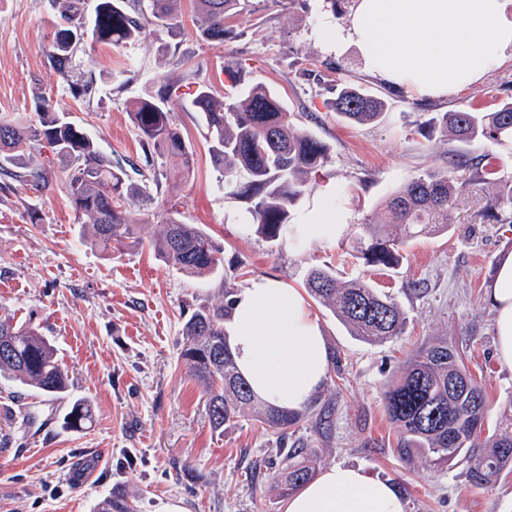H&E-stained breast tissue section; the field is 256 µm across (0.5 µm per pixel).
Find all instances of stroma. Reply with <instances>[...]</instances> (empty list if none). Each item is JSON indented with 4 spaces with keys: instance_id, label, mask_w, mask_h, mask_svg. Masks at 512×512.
Instances as JSON below:
<instances>
[{
    "instance_id": "35a3bbf8",
    "label": "stroma",
    "mask_w": 512,
    "mask_h": 512,
    "mask_svg": "<svg viewBox=\"0 0 512 512\" xmlns=\"http://www.w3.org/2000/svg\"><path fill=\"white\" fill-rule=\"evenodd\" d=\"M58 0H0V117L36 120V96L68 113L134 184L149 169L129 114L131 100L171 91L167 106L194 148L195 168L182 177L168 166L159 192L132 209L144 236L169 210L205 231L224 251L216 274L192 277L152 251L127 247L103 253L66 196L40 193L0 175V317L39 329L55 344L71 378L69 394L48 399L0 379V512H93L120 492L136 512H285L290 497L279 472L281 448L252 418L212 428L207 396L180 356L183 328L194 311L216 303L224 289L276 277L302 287L305 272L324 263L359 275L391 295L407 318L401 336L368 344L350 336L329 310L311 302L327 341L330 367L318 401L294 434L317 470L361 469L396 486L406 512H512V473L492 486L471 487L468 462L437 464L403 455L383 392L404 358L427 341L447 339L486 391L491 410L512 398V369L495 355L489 288L497 263L512 253V224L488 219L490 184L470 181L448 233L407 246L394 270L350 255L347 241L364 222L383 220L382 201L407 178L446 170L449 159L484 160L512 178V153L479 139L443 136L429 120L450 110L488 112L512 100V59L467 91L444 99L405 94L368 74L355 48L323 43V0H241L228 18L230 38L199 37L191 0L172 33H146L133 43L85 41L75 61L91 81L74 91L57 72L54 33ZM243 65L242 81L275 88L297 124L329 147L313 195H341L350 219L332 237H309L296 250L256 234L247 205L228 196L191 101L199 85L228 92L224 60ZM366 89L386 92L377 122L355 124L329 107L338 72ZM74 397L93 417L79 432L60 418ZM102 463L82 482L66 475L81 460Z\"/></svg>"
}]
</instances>
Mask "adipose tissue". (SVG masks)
<instances>
[{
	"mask_svg": "<svg viewBox=\"0 0 512 512\" xmlns=\"http://www.w3.org/2000/svg\"><path fill=\"white\" fill-rule=\"evenodd\" d=\"M512 0H355L347 23L326 24L320 38L336 52L356 47L365 70L417 97L458 94L499 67L512 52ZM299 220L325 236L346 223L326 196L305 205ZM496 355L512 368V254L502 258L489 290ZM238 369L271 404L295 410L323 385L329 351L299 289L275 278L252 281L232 298L224 324ZM285 512H405L390 483L334 466L304 485Z\"/></svg>",
	"mask_w": 512,
	"mask_h": 512,
	"instance_id": "ef3b65f1",
	"label": "adipose tissue"
}]
</instances>
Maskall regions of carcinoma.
Segmentation results:
<instances>
[{"mask_svg":"<svg viewBox=\"0 0 512 512\" xmlns=\"http://www.w3.org/2000/svg\"><path fill=\"white\" fill-rule=\"evenodd\" d=\"M154 26L171 32L177 25L181 0H147ZM202 18L200 36L222 41L227 17L236 13L239 0H195ZM142 0H97L89 25L79 22L56 32L54 65L78 92L91 83L71 69L72 58L89 33L93 40L118 45L140 37ZM340 88L332 102L336 114L348 121L376 122L388 107L381 95L365 92L357 82L338 78ZM170 92L163 84L156 94L133 102L130 111L143 145L157 162L155 185L171 160L191 170L193 150L173 121L165 102ZM201 114L209 152L224 176L229 194L246 201L255 233L275 244L298 245L305 232L290 220V209L307 194L311 181L329 159L328 146L294 122L278 93L255 83L229 96L204 85L192 100ZM38 124L0 121V171L15 182L39 192L59 188L75 214L87 220L94 242L105 250L147 247L164 262L197 277L208 276L223 262V249L195 224L173 215L163 218L162 229L146 239L136 223L131 201L140 191L126 172L112 166L93 138L63 113L42 105ZM430 122L459 140L484 138L505 150L512 147V101L504 100L490 112H441ZM41 138L69 162L63 179L45 168L23 167L30 143ZM446 172H428L398 185L382 202L385 221L364 223L352 238L354 257L367 266L396 268L404 248L418 237L448 232L452 214L467 192L468 181ZM490 217L512 224V186L498 184L489 198ZM304 287L328 308L349 333L373 344L403 333L406 316L399 304L362 277L343 279L336 269L316 266L304 275ZM230 301L220 300L196 310L184 326L181 357L208 398V414L216 429L250 415L285 445L315 401L288 412L257 396L239 372L226 342L224 320ZM44 396H59L68 389V375L58 363L54 345L38 329L0 317V376ZM390 423L401 435V451H419L444 463L460 454L468 459V483L483 488L512 472V399L500 407L496 433L481 439L489 412L483 387L468 373L459 353L446 341H436L410 354L383 392ZM92 416L82 399H75L62 417V427L80 429ZM304 449L289 448L281 459V475L289 489L308 482L310 465L300 461ZM96 512H133L124 497L113 494L97 504Z\"/></svg>","mask_w":512,"mask_h":512,"instance_id":"1","label":"carcinoma"}]
</instances>
